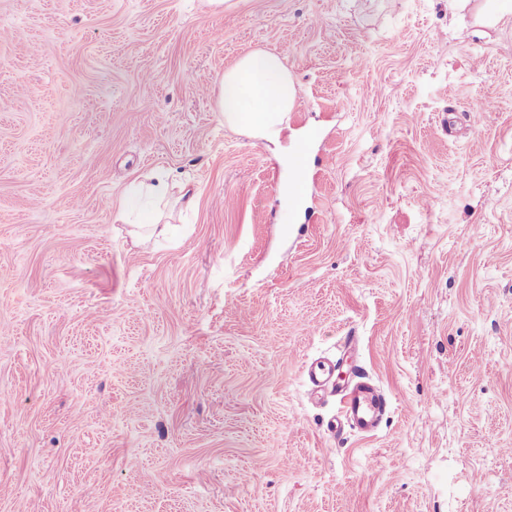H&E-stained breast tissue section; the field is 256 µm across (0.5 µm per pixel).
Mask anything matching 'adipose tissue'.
<instances>
[{
  "label": "adipose tissue",
  "instance_id": "adipose-tissue-1",
  "mask_svg": "<svg viewBox=\"0 0 512 512\" xmlns=\"http://www.w3.org/2000/svg\"><path fill=\"white\" fill-rule=\"evenodd\" d=\"M297 87L274 52L254 50L225 69L217 81L216 108L226 124L248 130L252 136L277 139L295 106ZM169 184L164 174L150 175L125 193L123 212L139 215L137 235L149 240L166 234L161 226V203L167 202Z\"/></svg>",
  "mask_w": 512,
  "mask_h": 512
}]
</instances>
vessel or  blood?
I'll list each match as a JSON object with an SVG mask.
<instances>
[{
  "instance_id": "obj_1",
  "label": "vessel or blood",
  "mask_w": 512,
  "mask_h": 512,
  "mask_svg": "<svg viewBox=\"0 0 512 512\" xmlns=\"http://www.w3.org/2000/svg\"><path fill=\"white\" fill-rule=\"evenodd\" d=\"M314 397L335 395L339 402V416L359 433L373 435L388 410V400L383 391L365 376H358L354 383H338L336 366L323 358L310 364L306 371Z\"/></svg>"
}]
</instances>
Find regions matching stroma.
<instances>
[{
	"label": "stroma",
	"instance_id": "obj_1",
	"mask_svg": "<svg viewBox=\"0 0 512 512\" xmlns=\"http://www.w3.org/2000/svg\"><path fill=\"white\" fill-rule=\"evenodd\" d=\"M229 2L0 0V512H512V0ZM254 49L275 143L215 110ZM319 357L375 435L329 432ZM296 97L297 87L283 58L275 52L254 50L219 77L216 108L224 123L244 128L257 138L276 140ZM305 170L304 143H300L292 158V175L282 188L283 195L287 200L290 197L299 196L304 184ZM144 179L150 183L144 180L134 183L124 194L121 216L137 211L139 221L136 234L142 240H150L167 233L168 224L160 227L162 211L152 209V206L168 202L169 184L166 175L161 173L147 175ZM312 395L320 398L326 392L335 395L339 402L338 416L353 429L365 436L373 435L388 410V400L383 391L365 376L356 374L353 384L336 381V365L330 359H318L306 371Z\"/></svg>",
	"mask_w": 512,
	"mask_h": 512
}]
</instances>
